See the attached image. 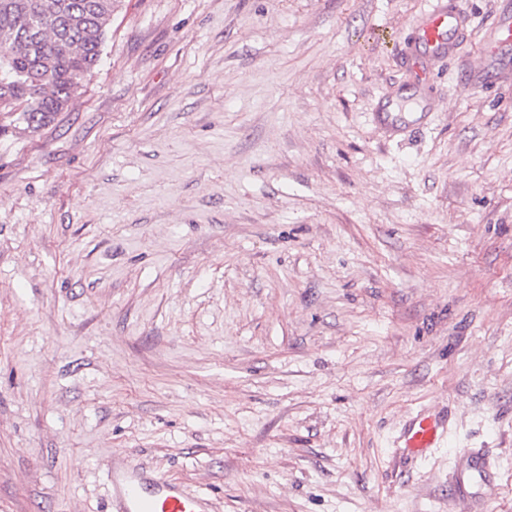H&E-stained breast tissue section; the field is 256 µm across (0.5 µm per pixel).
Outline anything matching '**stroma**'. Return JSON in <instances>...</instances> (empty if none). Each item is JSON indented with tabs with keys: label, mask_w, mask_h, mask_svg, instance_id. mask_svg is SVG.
<instances>
[{
	"label": "stroma",
	"mask_w": 512,
	"mask_h": 512,
	"mask_svg": "<svg viewBox=\"0 0 512 512\" xmlns=\"http://www.w3.org/2000/svg\"><path fill=\"white\" fill-rule=\"evenodd\" d=\"M118 2L0 135V512H106L117 459L212 512H512V64L462 82L496 0L428 88L426 0ZM465 448L499 473L453 502ZM450 415L446 406H437L433 410L420 411L405 421L396 438L397 447L403 450L404 462L444 444Z\"/></svg>",
	"instance_id": "35a3bbf8"
}]
</instances>
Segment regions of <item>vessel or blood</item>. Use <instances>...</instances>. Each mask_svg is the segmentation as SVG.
<instances>
[{
	"instance_id": "vessel-or-blood-1",
	"label": "vessel or blood",
	"mask_w": 512,
	"mask_h": 512,
	"mask_svg": "<svg viewBox=\"0 0 512 512\" xmlns=\"http://www.w3.org/2000/svg\"><path fill=\"white\" fill-rule=\"evenodd\" d=\"M427 2L424 20L414 34V64L422 70L431 62L448 56L468 26L455 0ZM511 49L512 0H499L493 35L487 43L478 81L496 77L506 66V54ZM450 415V410L438 406L406 420L396 439L404 458L413 459L429 449L441 447L448 434ZM495 475L496 462L487 453L479 449L464 451L459 473L448 487V497L452 500L465 498L466 487L470 484L491 486ZM106 480L112 492V512H209L204 499L140 467L112 468L107 471Z\"/></svg>"
}]
</instances>
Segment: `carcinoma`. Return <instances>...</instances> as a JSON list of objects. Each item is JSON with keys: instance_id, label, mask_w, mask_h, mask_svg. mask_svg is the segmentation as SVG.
I'll return each mask as SVG.
<instances>
[{"instance_id": "1", "label": "carcinoma", "mask_w": 512, "mask_h": 512, "mask_svg": "<svg viewBox=\"0 0 512 512\" xmlns=\"http://www.w3.org/2000/svg\"><path fill=\"white\" fill-rule=\"evenodd\" d=\"M115 0H0V133L55 121L97 65Z\"/></svg>"}]
</instances>
